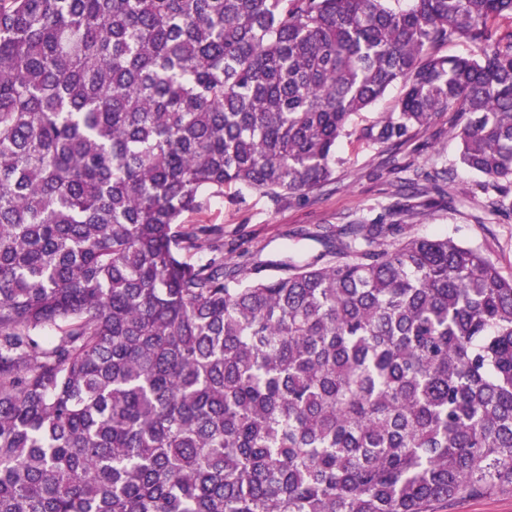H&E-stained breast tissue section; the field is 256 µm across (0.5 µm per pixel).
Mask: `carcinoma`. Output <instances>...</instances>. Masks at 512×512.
Listing matches in <instances>:
<instances>
[{
  "label": "carcinoma",
  "mask_w": 512,
  "mask_h": 512,
  "mask_svg": "<svg viewBox=\"0 0 512 512\" xmlns=\"http://www.w3.org/2000/svg\"><path fill=\"white\" fill-rule=\"evenodd\" d=\"M501 19L512 0H0V512L511 494L512 277L402 235L446 171L280 274L189 261L224 230L183 221L243 188L307 199L342 139L387 152L438 112L512 211ZM400 93L401 90L399 86H395L388 90L381 99H379L370 108L363 111L361 116L357 119L358 123H365V121L373 120L384 112H394Z\"/></svg>",
  "instance_id": "carcinoma-1"
}]
</instances>
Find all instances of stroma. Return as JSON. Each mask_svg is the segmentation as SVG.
Wrapping results in <instances>:
<instances>
[{
  "mask_svg": "<svg viewBox=\"0 0 512 512\" xmlns=\"http://www.w3.org/2000/svg\"><path fill=\"white\" fill-rule=\"evenodd\" d=\"M453 112L437 114L430 126L404 144L396 154L399 164L422 171L442 169L446 179L443 194L432 195L422 214L406 219L408 234L447 236L479 249L504 276H512V217L488 221L483 211L482 178L459 162L460 144L450 132L462 125ZM341 163L336 181L300 202L290 197L271 201L265 194L247 190L239 202L212 199L200 214L189 213L186 223L203 221L224 229V262L253 263L310 261L324 251L323 234L339 232L353 222H373L384 207L402 201L404 174L391 171L384 156L374 148L350 138L337 147ZM467 196L464 207L449 209L445 191Z\"/></svg>",
  "mask_w": 512,
  "mask_h": 512,
  "instance_id": "stroma-1",
  "label": "stroma"
}]
</instances>
